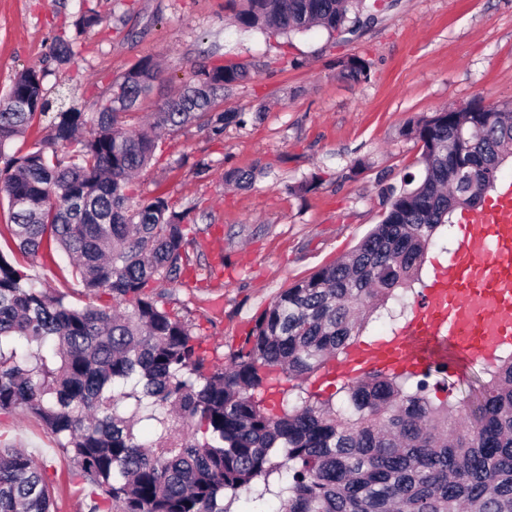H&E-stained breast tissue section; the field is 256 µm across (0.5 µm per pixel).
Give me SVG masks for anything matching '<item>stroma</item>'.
Instances as JSON below:
<instances>
[{"label":"stroma","mask_w":512,"mask_h":512,"mask_svg":"<svg viewBox=\"0 0 512 512\" xmlns=\"http://www.w3.org/2000/svg\"><path fill=\"white\" fill-rule=\"evenodd\" d=\"M85 12L106 26L79 35L74 62L57 64L62 22ZM372 12L356 34L332 40L312 30L285 41L231 26L226 0H0V95L16 72L36 67L51 102L102 103L116 78L151 55L164 68L160 101L209 59L254 64L223 108L259 119L219 138L196 124L165 134L134 184L136 197L162 194L186 212L197 273L165 283V306L222 359L279 292L380 223L385 188L420 171V145L402 133L409 120L446 106L512 104V0H386ZM354 55L368 60L369 80L341 76L339 61ZM259 165L266 172L251 185L225 186L226 169ZM314 172L318 188L292 194ZM67 263L61 254L29 272L73 305H110L108 295L91 299L77 282L62 284ZM0 441L43 464L58 512H87L70 453L38 417L23 407L0 413Z\"/></svg>","instance_id":"obj_1"}]
</instances>
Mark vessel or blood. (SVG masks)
Here are the masks:
<instances>
[{"instance_id": "vessel-or-blood-1", "label": "vessel or blood", "mask_w": 512, "mask_h": 512, "mask_svg": "<svg viewBox=\"0 0 512 512\" xmlns=\"http://www.w3.org/2000/svg\"><path fill=\"white\" fill-rule=\"evenodd\" d=\"M512 341V183L466 214L445 265L439 266L403 329L351 349L329 381L346 382L385 369L420 374L455 371L460 357L491 359Z\"/></svg>"}]
</instances>
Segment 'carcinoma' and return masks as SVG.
<instances>
[{
  "instance_id": "1",
  "label": "carcinoma",
  "mask_w": 512,
  "mask_h": 512,
  "mask_svg": "<svg viewBox=\"0 0 512 512\" xmlns=\"http://www.w3.org/2000/svg\"><path fill=\"white\" fill-rule=\"evenodd\" d=\"M365 0H229L233 23L266 37L355 30ZM57 63L74 40L58 37ZM354 81L370 64L339 61ZM253 65L194 67L161 104L163 70L136 60L94 112L49 111L44 73L15 74L0 97V198L10 224L0 250V412L24 407L72 454L91 487L89 512H512V345L481 363L477 385L443 400L428 378L368 372L327 398L319 373L360 342L370 318L395 326L405 294L425 287L428 248L461 210L482 206L512 154V106L442 108L410 121L419 176L384 194L383 220L347 256L282 291L241 346L214 363L193 325L154 284L188 270L186 213L156 195L131 204L132 179L156 156L159 131L196 123L221 134L245 123L224 91ZM153 108L137 130L128 121ZM48 135L4 149L35 123ZM230 168L224 182L252 183ZM71 259L66 274L112 306H73L39 288L26 265ZM147 421L149 439L135 433ZM43 468L0 448V512H52Z\"/></svg>"
}]
</instances>
